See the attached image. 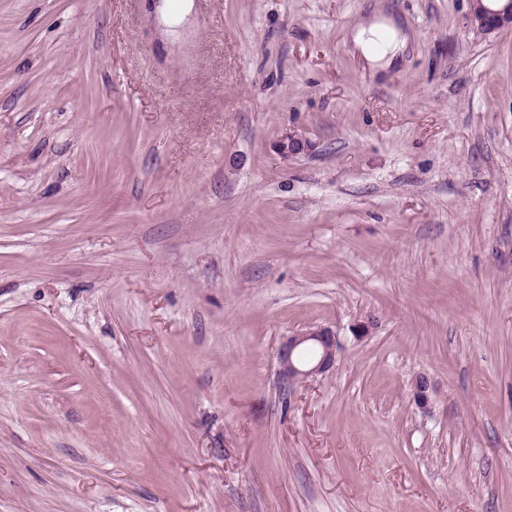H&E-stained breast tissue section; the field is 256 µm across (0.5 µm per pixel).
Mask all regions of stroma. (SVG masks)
Wrapping results in <instances>:
<instances>
[{"instance_id":"stroma-1","label":"stroma","mask_w":512,"mask_h":512,"mask_svg":"<svg viewBox=\"0 0 512 512\" xmlns=\"http://www.w3.org/2000/svg\"><path fill=\"white\" fill-rule=\"evenodd\" d=\"M469 11L0 0V512H512V30ZM407 41L408 36L392 18L384 21L370 20L353 33L356 48L373 68L390 65ZM275 147L280 157L287 160L290 157L309 152L313 145L306 137L293 130L283 135ZM337 347L336 333L329 327H309L288 336L277 353L281 383L288 388L326 375L335 364ZM307 349L314 354L302 360L300 353Z\"/></svg>"}]
</instances>
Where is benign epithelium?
<instances>
[{
	"instance_id": "benign-epithelium-1",
	"label": "benign epithelium",
	"mask_w": 512,
	"mask_h": 512,
	"mask_svg": "<svg viewBox=\"0 0 512 512\" xmlns=\"http://www.w3.org/2000/svg\"><path fill=\"white\" fill-rule=\"evenodd\" d=\"M472 27L485 32L512 29V0H471L468 16ZM283 159L310 151L312 143L302 134L290 131L275 144ZM338 341L329 327H309L287 337L277 353L278 377L285 387L306 383L326 375L334 366ZM430 383L421 376L413 387L416 405L426 408Z\"/></svg>"
}]
</instances>
